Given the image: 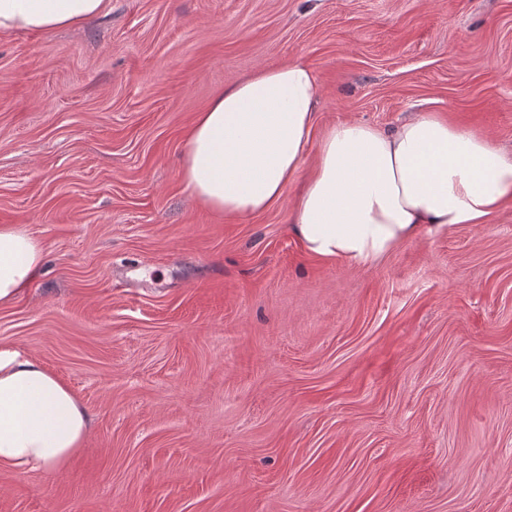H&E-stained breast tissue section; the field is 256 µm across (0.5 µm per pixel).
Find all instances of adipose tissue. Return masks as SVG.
Returning <instances> with one entry per match:
<instances>
[{
    "instance_id": "1",
    "label": "adipose tissue",
    "mask_w": 512,
    "mask_h": 512,
    "mask_svg": "<svg viewBox=\"0 0 512 512\" xmlns=\"http://www.w3.org/2000/svg\"><path fill=\"white\" fill-rule=\"evenodd\" d=\"M111 0H0V32L43 31L108 13ZM315 73L292 61L262 67L217 94L186 138L181 180L213 212L246 217L301 180L293 234L315 257L378 262L407 242L487 223L512 200V155L487 135L424 113L391 130L346 121L315 133ZM39 240L0 225V305L43 267ZM91 419L39 360L0 345V467L64 469Z\"/></svg>"
}]
</instances>
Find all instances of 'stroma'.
Listing matches in <instances>:
<instances>
[{
    "mask_svg": "<svg viewBox=\"0 0 512 512\" xmlns=\"http://www.w3.org/2000/svg\"><path fill=\"white\" fill-rule=\"evenodd\" d=\"M306 63L317 128L435 112L512 153V0H112L0 33V225L41 276L0 345L91 428L61 472L0 468V512H512V201L350 267L289 209L184 192L198 112Z\"/></svg>",
    "mask_w": 512,
    "mask_h": 512,
    "instance_id": "stroma-1",
    "label": "stroma"
}]
</instances>
